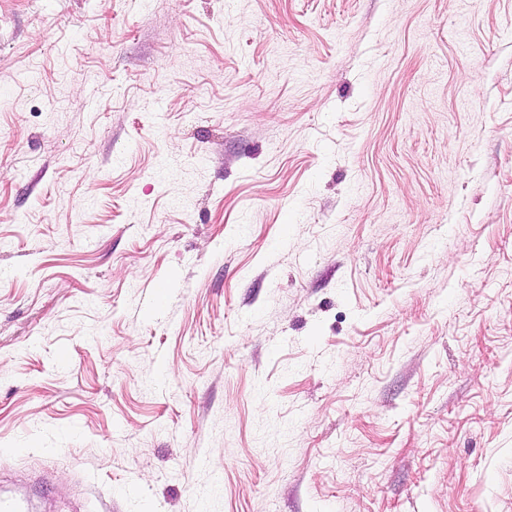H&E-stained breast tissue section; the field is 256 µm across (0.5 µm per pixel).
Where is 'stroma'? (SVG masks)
<instances>
[{"instance_id":"35a3bbf8","label":"stroma","mask_w":512,"mask_h":512,"mask_svg":"<svg viewBox=\"0 0 512 512\" xmlns=\"http://www.w3.org/2000/svg\"><path fill=\"white\" fill-rule=\"evenodd\" d=\"M0 490L512 512V0H0Z\"/></svg>"}]
</instances>
